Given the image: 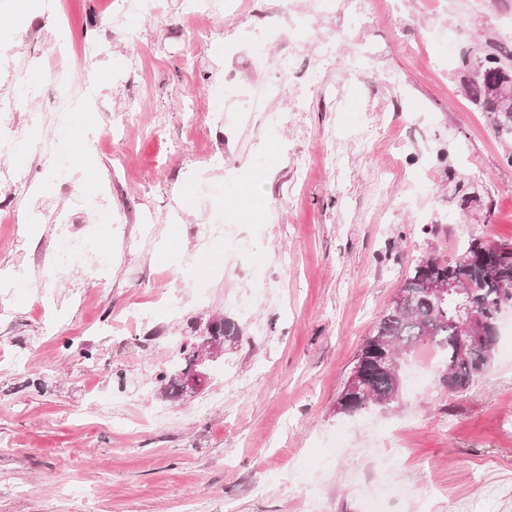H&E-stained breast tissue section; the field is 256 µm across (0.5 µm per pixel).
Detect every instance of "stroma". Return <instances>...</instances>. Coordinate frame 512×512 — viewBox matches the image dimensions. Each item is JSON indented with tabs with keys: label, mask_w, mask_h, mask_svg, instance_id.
<instances>
[{
	"label": "stroma",
	"mask_w": 512,
	"mask_h": 512,
	"mask_svg": "<svg viewBox=\"0 0 512 512\" xmlns=\"http://www.w3.org/2000/svg\"><path fill=\"white\" fill-rule=\"evenodd\" d=\"M24 2L0 0V89L17 64L41 75L11 119L27 154L55 133L26 123L51 110L49 67L75 83L92 70L100 105L75 119L84 138L66 182L0 147V272L25 268L0 287V512H180L187 500L195 512H512L511 333L467 391L439 386L434 363L390 407L335 412L416 260L455 259L473 238L512 243V143L448 56L454 29L466 44L503 35L512 0H238L225 13L145 0L120 28L121 0H55L53 13ZM289 48L296 66L268 100L283 121L269 128L241 106ZM451 173L477 204L459 209ZM202 181L223 194L202 195ZM220 218L253 239L250 254L220 240L197 250ZM62 229L96 234L112 272L74 266L48 299L34 263ZM248 292L246 314L233 300ZM142 306L150 318H132ZM217 315L237 334L206 384L162 398L159 368Z\"/></svg>",
	"instance_id": "35a3bbf8"
}]
</instances>
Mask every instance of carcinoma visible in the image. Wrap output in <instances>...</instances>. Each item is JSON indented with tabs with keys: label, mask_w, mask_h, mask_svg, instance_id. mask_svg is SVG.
<instances>
[{
	"label": "carcinoma",
	"mask_w": 512,
	"mask_h": 512,
	"mask_svg": "<svg viewBox=\"0 0 512 512\" xmlns=\"http://www.w3.org/2000/svg\"><path fill=\"white\" fill-rule=\"evenodd\" d=\"M457 69L469 102L487 114L499 138L512 140V44L486 36L458 56ZM448 280L458 282L465 292L434 295L432 289ZM402 288L404 304L391 306L381 316L357 357L356 366L366 375L371 406L390 399L395 388L393 374L378 364L379 352L397 356L413 352L421 344L433 345L444 359L441 371L447 374L445 387L450 392L468 390L485 372L493 360L498 336H485L482 348L463 359L455 353L457 326L467 304L489 323L498 321L502 298L512 294V244L488 246L473 239L453 260L425 256L409 271ZM228 336L230 327L220 320L203 341L222 345ZM180 352L181 366L161 369L155 376L159 388L172 399L179 398L181 376L194 366L191 344H182Z\"/></svg>",
	"instance_id": "1"
}]
</instances>
